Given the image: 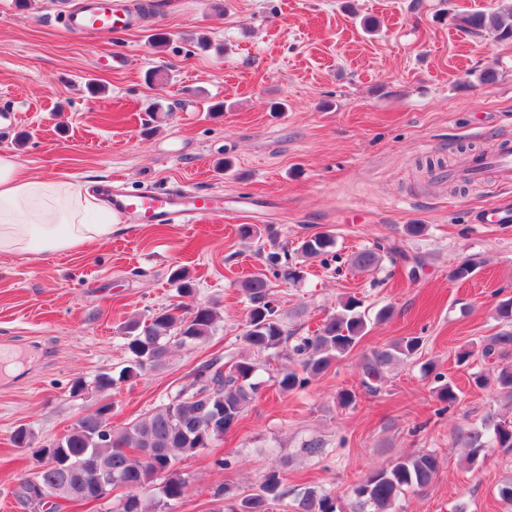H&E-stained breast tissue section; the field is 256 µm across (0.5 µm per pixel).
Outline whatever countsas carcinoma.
<instances>
[{
  "label": "carcinoma",
  "mask_w": 512,
  "mask_h": 512,
  "mask_svg": "<svg viewBox=\"0 0 512 512\" xmlns=\"http://www.w3.org/2000/svg\"><path fill=\"white\" fill-rule=\"evenodd\" d=\"M464 31L480 36L490 33L500 41L512 40V7L490 13L475 12L458 18ZM335 246L330 233L303 240L296 252L305 258L325 255ZM397 254L396 247L376 245L359 251L353 265L360 269L378 266L383 254ZM304 263L288 252L267 254L265 266L245 280L242 291L247 302V319L241 340L247 353L215 356L197 365L190 375L206 386L196 391L181 385L167 400L137 420L115 432L107 429L102 412L85 413L59 438L37 451L40 469L22 479L18 496L24 502L60 512L62 502L100 500L109 491L95 484L96 477L112 478L113 486L127 489L116 512H164L170 502L182 498L187 481L178 471V462L195 455L213 439L224 435L237 422L264 386L259 371L276 357L275 350L291 338L280 320L279 306L271 290L272 280L296 285L304 280ZM341 310L327 317L309 336H299L288 354L289 365L277 371L274 383L281 392L304 389L334 363L345 358L365 336L369 314L355 296L340 303ZM496 313L507 328L484 338L476 345L458 348L459 364L480 360L488 370L477 373L480 387L491 386L512 405V364L501 363L512 353V297L498 301ZM218 320L214 307L199 306L183 311L180 304L152 315L149 321L132 320L123 326L127 365L121 378L129 379L160 364L173 347L206 340ZM420 336H402L375 347L360 364L364 391L380 392L378 383L392 365L421 354ZM442 414L460 404L456 386L435 375ZM455 444L466 450L467 464H474L490 448H512V416L489 413L480 423L458 428ZM300 453L309 458L325 454V442L312 435L301 443ZM439 469L437 455L418 451L397 458L388 467L365 474L352 489L348 512H394L400 495L426 489ZM156 488L157 496L144 502L140 492ZM286 495L283 474L272 468L255 491L239 500L233 512H270V505ZM295 512H337L333 498L309 489L296 501Z\"/></svg>",
  "instance_id": "obj_1"
}]
</instances>
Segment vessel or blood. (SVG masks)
Returning <instances> with one entry per match:
<instances>
[{
  "label": "vessel or blood",
  "instance_id": "vessel-or-blood-1",
  "mask_svg": "<svg viewBox=\"0 0 512 512\" xmlns=\"http://www.w3.org/2000/svg\"><path fill=\"white\" fill-rule=\"evenodd\" d=\"M67 23L70 28L94 37L128 30L135 24L125 0H80ZM466 175L485 177L496 184L512 182V148L471 158ZM112 211L126 224H189L204 219L223 217L224 208L218 195L199 194L185 189L178 193L167 191L113 192Z\"/></svg>",
  "mask_w": 512,
  "mask_h": 512
}]
</instances>
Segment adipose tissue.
<instances>
[{
    "label": "adipose tissue",
    "mask_w": 512,
    "mask_h": 512,
    "mask_svg": "<svg viewBox=\"0 0 512 512\" xmlns=\"http://www.w3.org/2000/svg\"><path fill=\"white\" fill-rule=\"evenodd\" d=\"M100 203L85 185L22 174L13 155H0V254L32 248L56 254L78 251L112 234L108 224H89Z\"/></svg>",
    "instance_id": "obj_1"
}]
</instances>
